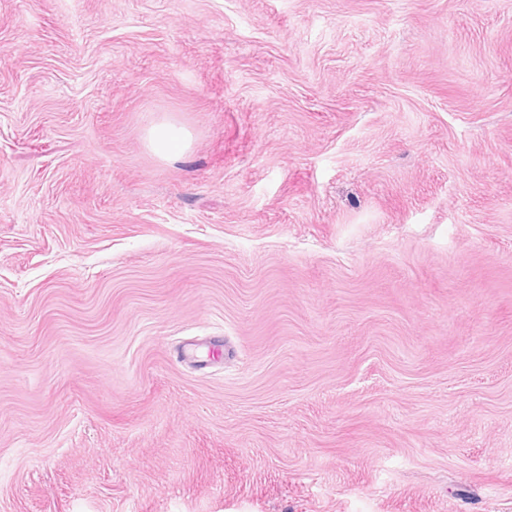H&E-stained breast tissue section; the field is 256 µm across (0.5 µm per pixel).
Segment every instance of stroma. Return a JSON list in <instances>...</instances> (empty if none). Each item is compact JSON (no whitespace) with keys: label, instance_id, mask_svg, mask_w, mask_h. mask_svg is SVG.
Returning <instances> with one entry per match:
<instances>
[{"label":"stroma","instance_id":"stroma-1","mask_svg":"<svg viewBox=\"0 0 512 512\" xmlns=\"http://www.w3.org/2000/svg\"><path fill=\"white\" fill-rule=\"evenodd\" d=\"M0 512H512V0H0ZM191 135L183 128L176 129L169 122L152 124L147 132V141L150 149L162 158L179 154L190 145ZM179 142L176 146L175 143Z\"/></svg>","mask_w":512,"mask_h":512}]
</instances>
